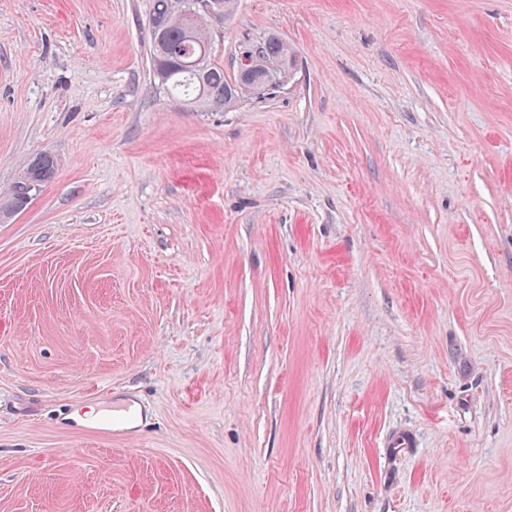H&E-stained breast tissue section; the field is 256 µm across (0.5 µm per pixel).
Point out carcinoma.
<instances>
[{
	"label": "carcinoma",
	"mask_w": 512,
	"mask_h": 512,
	"mask_svg": "<svg viewBox=\"0 0 512 512\" xmlns=\"http://www.w3.org/2000/svg\"><path fill=\"white\" fill-rule=\"evenodd\" d=\"M148 25L154 79L169 95L196 112H230L246 95L240 72L224 75L210 35V17L201 12L189 19L177 0H151ZM252 72L261 77L271 68L278 76H290L296 56L280 35L269 32L255 40ZM56 169L47 154L32 157L10 189L0 196V214L9 216L27 207Z\"/></svg>",
	"instance_id": "cac0c4a2"
}]
</instances>
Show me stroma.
I'll use <instances>...</instances> for the list:
<instances>
[{
	"label": "stroma",
	"instance_id": "35a3bbf8",
	"mask_svg": "<svg viewBox=\"0 0 512 512\" xmlns=\"http://www.w3.org/2000/svg\"><path fill=\"white\" fill-rule=\"evenodd\" d=\"M149 9L0 0V512H512V0H238L232 112ZM179 0H152L148 25L154 79L172 97L196 112H230L247 93L240 70L233 79L224 75V64L216 58L210 35L211 20L223 27L234 11L236 0L202 1L200 12L188 19ZM252 43H257L251 58V70L257 77H262L272 67H276L280 79L283 76L289 79L296 67V56L292 48L280 35L269 32L259 37V39L250 42L249 45ZM279 78L275 77L270 84L262 86L254 84L251 75H248L245 78V84L251 87H258L260 92H264L281 86L282 80ZM55 169L51 156L36 154L32 157L19 178L1 195L0 214L6 217L25 209L37 191L53 178Z\"/></svg>",
	"mask_w": 512,
	"mask_h": 512
}]
</instances>
